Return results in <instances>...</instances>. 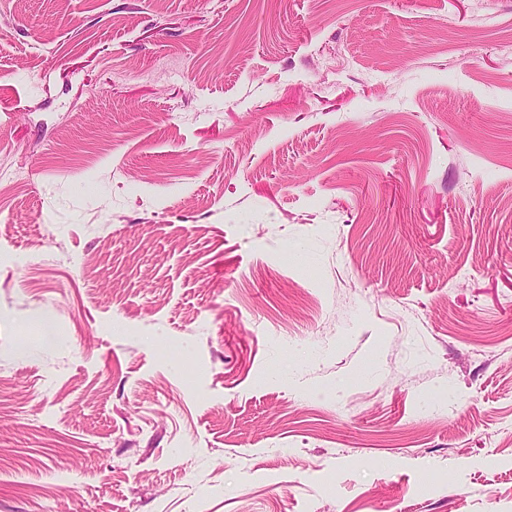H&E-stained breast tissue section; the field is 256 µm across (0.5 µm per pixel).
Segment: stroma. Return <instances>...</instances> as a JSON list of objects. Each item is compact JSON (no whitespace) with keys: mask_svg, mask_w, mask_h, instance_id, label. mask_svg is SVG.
<instances>
[{"mask_svg":"<svg viewBox=\"0 0 512 512\" xmlns=\"http://www.w3.org/2000/svg\"><path fill=\"white\" fill-rule=\"evenodd\" d=\"M512 0H0V512H512Z\"/></svg>","mask_w":512,"mask_h":512,"instance_id":"35a3bbf8","label":"stroma"}]
</instances>
